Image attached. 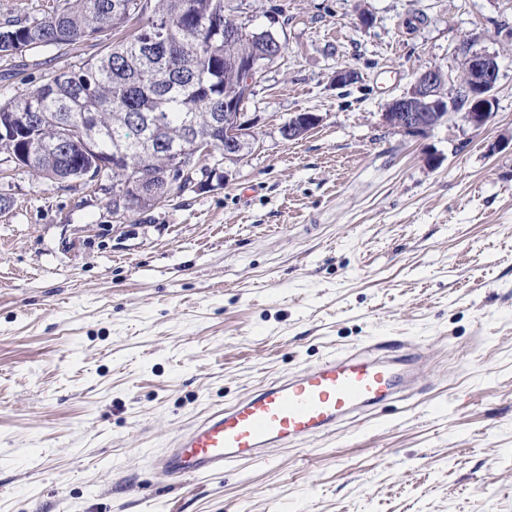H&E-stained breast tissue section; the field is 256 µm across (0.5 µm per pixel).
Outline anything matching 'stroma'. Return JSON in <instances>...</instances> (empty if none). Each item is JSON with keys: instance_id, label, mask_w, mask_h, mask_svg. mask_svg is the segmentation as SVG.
Here are the masks:
<instances>
[{"instance_id": "1", "label": "stroma", "mask_w": 512, "mask_h": 512, "mask_svg": "<svg viewBox=\"0 0 512 512\" xmlns=\"http://www.w3.org/2000/svg\"><path fill=\"white\" fill-rule=\"evenodd\" d=\"M226 2L285 46L244 159L124 218L0 164V512H512V0ZM469 49L499 64L483 129L383 123ZM62 65L0 63V98ZM297 112L323 121L283 140ZM387 339L426 353L412 398L219 474L153 468L212 409Z\"/></svg>"}]
</instances>
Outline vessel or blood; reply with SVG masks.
Returning <instances> with one entry per match:
<instances>
[{"label":"vessel or blood","mask_w":512,"mask_h":512,"mask_svg":"<svg viewBox=\"0 0 512 512\" xmlns=\"http://www.w3.org/2000/svg\"><path fill=\"white\" fill-rule=\"evenodd\" d=\"M418 358L406 350L384 361L329 357L295 376L273 380L180 430L156 466L169 480L223 472L226 464L302 444L351 415L396 399L416 379Z\"/></svg>","instance_id":"vessel-or-blood-1"}]
</instances>
